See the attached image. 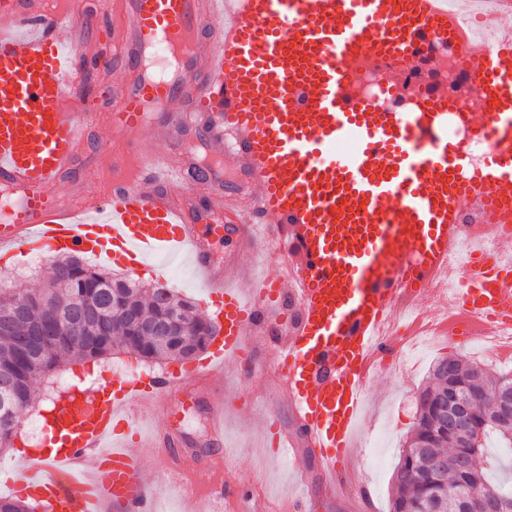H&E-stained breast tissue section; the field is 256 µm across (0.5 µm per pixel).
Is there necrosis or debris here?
I'll use <instances>...</instances> for the list:
<instances>
[{
	"mask_svg": "<svg viewBox=\"0 0 512 512\" xmlns=\"http://www.w3.org/2000/svg\"><path fill=\"white\" fill-rule=\"evenodd\" d=\"M448 15L455 22L459 41L489 43L501 14L499 0H446ZM448 96L458 112L448 118V135L457 141L467 158L468 172L480 169L491 149L477 137L464 112L483 117L487 97L473 85L463 70L457 43L448 44ZM505 224L490 225L482 205L464 201L457 226L458 247L430 276L420 291L403 289L389 319L378 328L382 347L364 355L361 373L365 379L394 367L409 365L416 357L447 343L450 337L466 334L475 346L476 357L484 363L512 371V322L489 320L461 304L462 291L472 276L471 258L494 254L497 235L507 233Z\"/></svg>",
	"mask_w": 512,
	"mask_h": 512,
	"instance_id": "4bbe7bcc",
	"label": "necrosis or debris"
}]
</instances>
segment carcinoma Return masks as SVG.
<instances>
[{
	"instance_id": "obj_1",
	"label": "carcinoma",
	"mask_w": 512,
	"mask_h": 512,
	"mask_svg": "<svg viewBox=\"0 0 512 512\" xmlns=\"http://www.w3.org/2000/svg\"><path fill=\"white\" fill-rule=\"evenodd\" d=\"M61 268L70 270V278L64 283L58 278ZM25 298L28 299L27 313L6 325L0 324V370L15 366L21 337L27 334L32 319L45 316L51 309L64 310L73 302L101 308L100 315L90 319L84 327L90 341H76L61 333L36 348L21 364L18 385L22 398L29 403L35 398L37 380L65 361L101 358L116 348L151 361L187 360L208 344L207 318L194 314L186 300L165 288H146L131 279L114 278L72 253L53 262L42 287L0 291V313L16 308ZM126 309L136 311L146 322L175 315L184 324L194 327L195 332L190 338L170 336L164 340L136 335L123 317ZM430 373L433 382L420 392L417 422L397 464L390 512H422L432 489L447 492V512H455V493L463 490L491 492L512 506V491L489 485L479 464L467 470L457 468L456 459L463 451V439L439 425L435 414L438 399L448 391V382L478 391L481 398L473 406V412L480 437L494 434L512 447V428L491 423L499 391L505 385H512V373L491 372L477 361L453 357L435 360ZM426 454L444 457L447 467L438 474L427 471L423 465Z\"/></svg>"
}]
</instances>
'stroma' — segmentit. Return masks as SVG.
I'll return each mask as SVG.
<instances>
[{"mask_svg": "<svg viewBox=\"0 0 512 512\" xmlns=\"http://www.w3.org/2000/svg\"><path fill=\"white\" fill-rule=\"evenodd\" d=\"M54 9L80 15L84 24L75 34L81 47L77 58L84 75L81 111L92 113L88 138L80 149L75 163V175L65 184V194L75 198L85 186L91 185L99 194L110 195L113 188L112 160L99 152L100 143L110 138V117L113 101V77L123 69V61L113 51V36L120 31L124 20L120 16L102 13L99 0H49ZM50 266L49 260L36 263L21 255L0 254V288L20 285L38 287ZM145 287H163L187 300L193 308L208 314L205 296L198 286L194 265L174 263L160 276L138 274ZM250 350L253 361L250 370L238 373L227 366L223 376L212 382L191 384L172 395L171 432L179 445L178 463L184 480L198 478L201 470L219 472L228 503L223 512H266L279 500L295 492L292 469H301L309 479H317L318 470L313 455L300 451L294 462L266 458L263 466H256L257 453L264 448L260 438L259 422L241 421L237 410H230L224 419L226 447L212 442L206 414V394L211 387L221 386L228 395L249 398L255 391H265L273 397L274 414L280 425L293 428L294 423L287 402L276 399V378L269 352L260 337H253ZM178 361L143 362L123 350L93 361L67 364L47 375L39 384V393L31 407L24 410L22 422L44 424L43 411L64 386L111 379L118 370L133 372L139 369L150 373L177 372ZM428 372L409 377L390 370L371 379L368 389L369 422L361 435L363 454L375 453L382 457L381 467L366 466L365 482L373 494L372 512H389L394 486L395 469L400 451L412 434L416 422L417 398L428 381Z\"/></svg>", "mask_w": 512, "mask_h": 512, "instance_id": "35a3bbf8", "label": "stroma"}]
</instances>
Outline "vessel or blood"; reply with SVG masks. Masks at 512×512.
I'll list each match as a JSON object with an SVG mask.
<instances>
[{"label":"vessel or blood","instance_id":"vessel-or-blood-1","mask_svg":"<svg viewBox=\"0 0 512 512\" xmlns=\"http://www.w3.org/2000/svg\"><path fill=\"white\" fill-rule=\"evenodd\" d=\"M126 24L115 37L126 68L112 106V136L128 145L129 167L107 198L79 201L60 190L88 125L74 106L82 74L71 40L75 20L41 0H9L13 32L0 33V249L26 244L55 253L93 251L131 272L161 255L200 262L198 225L220 239L237 225L251 252L287 227L296 257L244 291L248 266L207 271L210 303L224 331L202 362L182 374L130 382L115 378L93 396L73 389L60 403L84 430L57 453L32 452L16 466V485L45 494L51 512H159L142 462L179 466L165 429L169 397L190 380L240 363L250 332L264 334L280 392L300 439L273 434L278 457L311 448L325 494H361L351 479L368 420L360 360L371 331L393 309L394 284L421 287L456 244L460 203L479 199L495 217L512 214V30L496 48L460 47L471 81L491 103L474 122L491 151L476 176L448 138L445 57L432 51L453 33L439 0H113ZM379 68L384 100L362 94L355 73ZM414 94L398 112L405 85ZM198 126L203 144L237 171L254 194L230 207L235 186L207 167L193 182L171 151L180 130ZM151 140L144 151L142 140ZM210 208L193 213L199 191ZM296 282L295 310L278 313ZM465 304L512 318V269L483 263ZM223 389L207 398L215 440H223ZM185 512H222L224 491L183 490Z\"/></svg>","mask_w":512,"mask_h":512}]
</instances>
